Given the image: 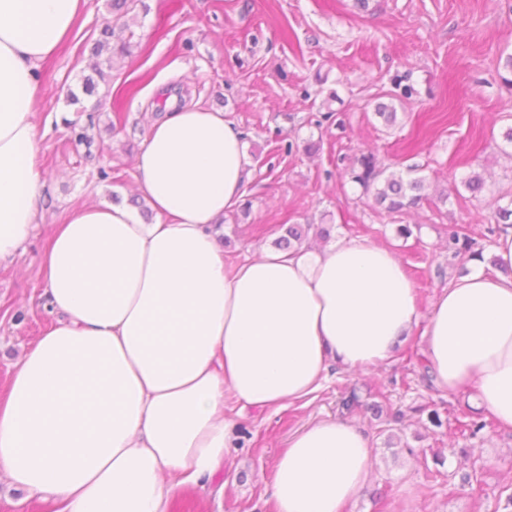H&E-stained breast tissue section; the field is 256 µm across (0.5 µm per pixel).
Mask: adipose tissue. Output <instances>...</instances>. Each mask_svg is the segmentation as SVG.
<instances>
[{
    "instance_id": "ef3b65f1",
    "label": "adipose tissue",
    "mask_w": 512,
    "mask_h": 512,
    "mask_svg": "<svg viewBox=\"0 0 512 512\" xmlns=\"http://www.w3.org/2000/svg\"><path fill=\"white\" fill-rule=\"evenodd\" d=\"M86 2L0 0V263L37 227L38 71ZM136 169L155 221L100 203L53 225L41 262L54 322L0 396V479L58 512H170L174 490L213 477L234 447L226 401L264 410L308 397L332 366L384 363L420 318L416 287L385 245L225 262L224 213L247 172L223 113L168 112ZM495 255L501 272L471 259L435 296L424 360L437 391L510 429L511 225H500ZM373 460L356 425L303 428L274 468L276 512H343Z\"/></svg>"
}]
</instances>
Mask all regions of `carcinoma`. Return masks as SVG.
<instances>
[{"label":"carcinoma","instance_id":"carcinoma-1","mask_svg":"<svg viewBox=\"0 0 512 512\" xmlns=\"http://www.w3.org/2000/svg\"><path fill=\"white\" fill-rule=\"evenodd\" d=\"M102 38L93 48V55L99 57L105 51L112 55L105 59L107 67H112V56L125 55L128 52V44L121 38H116L115 29L107 24L101 31ZM394 88L400 93L391 95L388 103L379 102L375 106V115L379 117L388 128L398 123V112L394 101L404 102L412 97L413 89L408 85H401L400 79L393 81ZM350 181L357 185L363 194L373 197L375 203L389 213H401L411 207L417 206L423 199V180L409 178L401 173H392L384 176L377 157L372 154H364L357 159L349 170ZM312 225L290 224L285 228V233L275 239L274 244L285 250L302 245L308 237ZM475 245L467 233L462 230H454L448 233L446 248L449 253L456 256L462 252H468L473 258H482V250L473 249Z\"/></svg>","mask_w":512,"mask_h":512}]
</instances>
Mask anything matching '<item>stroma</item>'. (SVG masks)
I'll list each match as a JSON object with an SVG mask.
<instances>
[{
	"label": "stroma",
	"mask_w": 512,
	"mask_h": 512,
	"mask_svg": "<svg viewBox=\"0 0 512 512\" xmlns=\"http://www.w3.org/2000/svg\"><path fill=\"white\" fill-rule=\"evenodd\" d=\"M109 21L130 34V53L86 96L92 47ZM511 54L512 0H369L364 10L354 0H139L121 17L111 0H87L70 40L42 67L44 210L24 250L0 268V389L53 320L40 266L52 225L71 207L125 203L138 192L137 153L171 100L223 113L245 139L251 209L224 214L227 261L271 247L275 225L311 224L332 243L365 238L391 247L429 311L468 269L467 256L445 251L449 232L464 228L491 258V218L512 195V144L503 138L512 86L499 78ZM397 76L416 93L389 129L374 108ZM71 91L78 103L68 100ZM73 121L87 127L91 145L74 141ZM311 142L319 146L313 155L305 150ZM369 152L387 171L425 178L417 207L388 214L343 178ZM475 173L484 179L477 193L465 186ZM402 224L410 237L398 234ZM424 330L417 324L375 372L331 369L315 393L283 408L241 414L227 405L239 446L214 477L179 494L172 512H275L279 455L296 431L323 420L363 429L376 457L347 512H512V430L492 420L478 437L462 436L471 415L463 399L421 377ZM350 390L362 402L352 414L340 405ZM426 405L449 413V424L436 428L416 414Z\"/></svg>",
	"instance_id": "35a3bbf8"
}]
</instances>
